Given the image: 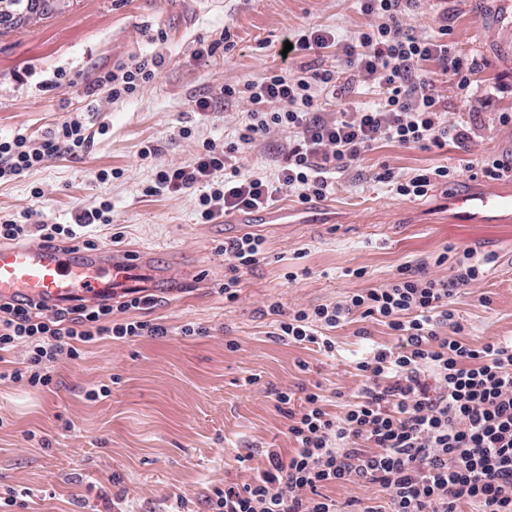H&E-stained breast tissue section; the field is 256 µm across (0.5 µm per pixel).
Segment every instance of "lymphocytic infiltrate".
Returning a JSON list of instances; mask_svg holds the SVG:
<instances>
[{"mask_svg":"<svg viewBox=\"0 0 512 512\" xmlns=\"http://www.w3.org/2000/svg\"><path fill=\"white\" fill-rule=\"evenodd\" d=\"M358 2L375 23L351 39L317 27L290 38L296 54L335 49L342 71L283 68L258 80L225 84V96L247 104L233 140H204L189 163L157 170L144 196L197 193L200 216L209 222L270 209L286 192L304 204L326 201L336 190L337 174L356 167L381 140L421 149L448 140L467 143L468 126L449 123L443 97L423 64L437 61L455 78L469 107L487 104L491 96L473 79L476 61L441 39L404 29L403 17L422 0ZM331 104L338 107L332 116L326 113ZM284 130L288 162L276 175L232 164L234 153ZM89 142L83 122L73 117L38 139L0 137V181L83 152ZM450 175L445 166L411 176L387 167L377 180L399 196L416 198ZM108 210L104 203L82 210L70 224L7 219L0 222V242L35 235L50 247L79 239L91 250L95 242L86 230L108 223ZM264 243L253 233L225 242L223 252L233 262L225 300H238L239 273L264 261ZM447 260L441 253L428 263L399 266L383 285L338 301L289 310L278 302L267 305L274 336L289 344L312 343L332 352L330 330L355 316L386 326L397 342L370 349L357 362L363 382L342 413L330 412L321 392H307L295 409L292 393L277 390L291 453L263 449L264 464L251 481L216 488L205 500L206 512H512V337L478 346L461 339L464 327L451 303L482 276V265L467 257L453 277L436 275ZM153 302L149 295L117 304L104 297L92 306H50L23 294L0 300V381L45 388L60 356L79 359L85 347L106 338L167 336L162 324L126 316ZM18 348L25 358L10 366ZM347 484L374 485L383 496H355L341 504L326 493Z\"/></svg>","mask_w":512,"mask_h":512,"instance_id":"lymphocytic-infiltrate-1","label":"lymphocytic infiltrate"}]
</instances>
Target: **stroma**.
<instances>
[{
    "mask_svg": "<svg viewBox=\"0 0 512 512\" xmlns=\"http://www.w3.org/2000/svg\"><path fill=\"white\" fill-rule=\"evenodd\" d=\"M357 0H74L37 23L0 35V136L39 138L69 117L88 127L91 143L39 169L0 183V217L42 214L71 223L85 208L108 202L111 223L96 227L98 247L135 256L154 251L175 260L192 284L158 282L157 303L136 318L163 324L164 337L105 339L81 359L60 358L49 387L0 382V497L28 489V497L0 512H112V501H133L139 512H165L185 495L200 512L214 487L244 483L262 466L234 463L248 446L289 450L286 418L275 391L321 384L351 396L361 378L355 362L368 348L394 345L386 327L353 319L332 330L333 354L316 345L285 344L269 334L263 307L312 306L384 284L396 267L447 253L442 275L472 251L485 272L458 295L454 309L464 340L481 344L512 336V223L452 224L448 198L493 181L473 174L469 161L512 154V0H424L409 18L413 33L438 35L476 60V80L495 86L478 128L465 146L427 150L382 141L358 169L340 176L328 200L251 212L241 224L202 223L192 193L146 197L157 167L191 161L204 140H223L243 106L224 98L226 82L259 79L281 67L336 66L335 49L282 58L285 39L308 27L341 36L367 27ZM231 37V49L195 57L197 49ZM136 58L155 61L154 79L113 98L106 76ZM212 98L207 114L196 102ZM191 137H183L181 128ZM159 153L142 160L147 142ZM287 133L260 140L239 155L246 168L273 174L286 165ZM444 165L455 179L425 197L405 200L376 182L383 167L397 172ZM117 177L99 181L102 170ZM252 232L263 236L266 258L245 274L236 302L220 291L227 263L217 248ZM364 269L356 277V269ZM297 273L288 281V273ZM206 328L185 336L184 324ZM257 375L254 384L245 379ZM107 385L109 397L88 390Z\"/></svg>",
    "mask_w": 512,
    "mask_h": 512,
    "instance_id": "35a3bbf8",
    "label": "stroma"
}]
</instances>
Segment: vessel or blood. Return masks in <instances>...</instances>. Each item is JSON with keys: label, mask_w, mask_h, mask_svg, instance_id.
Wrapping results in <instances>:
<instances>
[{"label": "vessel or blood", "mask_w": 512, "mask_h": 512, "mask_svg": "<svg viewBox=\"0 0 512 512\" xmlns=\"http://www.w3.org/2000/svg\"><path fill=\"white\" fill-rule=\"evenodd\" d=\"M452 224H511L512 185L484 187L452 196L448 202ZM152 254L138 259L100 249L74 259L72 253L27 244L0 247V299L24 294L49 304L73 296L96 298L102 276L112 278L110 289L121 295L140 287L154 275Z\"/></svg>", "instance_id": "b4317fda"}]
</instances>
